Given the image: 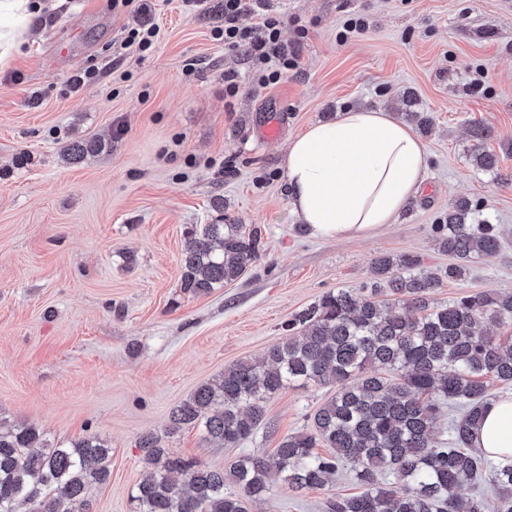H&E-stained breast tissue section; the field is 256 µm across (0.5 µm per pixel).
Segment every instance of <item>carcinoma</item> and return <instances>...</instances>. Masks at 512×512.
Here are the masks:
<instances>
[{"instance_id": "obj_1", "label": "carcinoma", "mask_w": 512, "mask_h": 512, "mask_svg": "<svg viewBox=\"0 0 512 512\" xmlns=\"http://www.w3.org/2000/svg\"><path fill=\"white\" fill-rule=\"evenodd\" d=\"M480 203L460 200L435 225L436 246L455 259L442 275L425 273L412 254L373 262L369 288L323 294L286 326L283 341L259 360L240 361L200 384L170 417V430L201 427L219 448H234L260 425L266 405L299 383L335 392L311 429L280 439L271 456L247 454L224 470L188 461L140 437L149 471L132 494L134 512H251L277 482L293 493L333 485L340 468L356 469L360 492L333 497L328 512H512V463L471 447L491 381L512 383V338L485 327L512 322V291L487 290L435 305L443 280L467 274L474 259L501 248L492 224L468 223ZM261 232L243 224H195L185 231L181 288L193 295L237 279L255 262ZM463 402L449 439L432 432L445 402ZM329 449L321 454L317 449ZM112 448L90 434L55 442L36 425L0 419V512H73L110 478ZM484 480L491 495L465 500L461 487Z\"/></svg>"}]
</instances>
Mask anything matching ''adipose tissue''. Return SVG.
Masks as SVG:
<instances>
[{"instance_id":"adipose-tissue-1","label":"adipose tissue","mask_w":512,"mask_h":512,"mask_svg":"<svg viewBox=\"0 0 512 512\" xmlns=\"http://www.w3.org/2000/svg\"><path fill=\"white\" fill-rule=\"evenodd\" d=\"M39 13L35 0H0V64H9ZM423 141L381 110L350 109L310 124L285 158L290 204L313 235L367 234L393 223L418 194L427 171ZM472 445L512 462V396L491 399Z\"/></svg>"}]
</instances>
